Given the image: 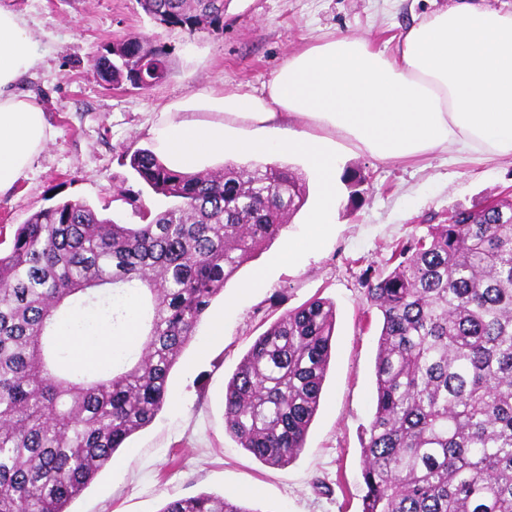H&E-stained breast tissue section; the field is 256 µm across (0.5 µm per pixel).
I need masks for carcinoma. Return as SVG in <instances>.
<instances>
[{
	"instance_id": "cac0c4a2",
	"label": "carcinoma",
	"mask_w": 512,
	"mask_h": 512,
	"mask_svg": "<svg viewBox=\"0 0 512 512\" xmlns=\"http://www.w3.org/2000/svg\"><path fill=\"white\" fill-rule=\"evenodd\" d=\"M194 34L224 24V0H138ZM166 46L141 38L96 58L95 75L134 81ZM129 166L166 209L119 224L79 201L33 213L0 251V512H69L124 442L162 409L168 378L239 268L274 240L306 187L287 168L183 173L151 151ZM366 297L381 317L375 412L362 445L361 512H512V201L448 214L395 249ZM127 296L141 353L104 372L71 363L57 319L98 302L117 328ZM336 324L333 302L287 310L259 335L224 389V427L271 468L304 448ZM161 512H250L202 493Z\"/></svg>"
}]
</instances>
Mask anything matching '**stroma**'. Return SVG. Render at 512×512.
I'll use <instances>...</instances> for the list:
<instances>
[{
    "label": "stroma",
    "mask_w": 512,
    "mask_h": 512,
    "mask_svg": "<svg viewBox=\"0 0 512 512\" xmlns=\"http://www.w3.org/2000/svg\"><path fill=\"white\" fill-rule=\"evenodd\" d=\"M455 0H224V25L195 34L156 23L137 0H0L20 13L43 58L21 81L40 101L52 137L14 189L0 196V225L15 229L60 201L90 204L124 224L137 204L167 199L144 188L124 153L151 146L162 109L209 89L261 91L299 48L338 36L394 49L398 35ZM139 36L164 44L173 72L138 90L97 81L106 46ZM340 204L319 250L298 265L269 266L305 227L320 185L296 156L279 166L301 174L306 205L270 248L244 264L212 302L197 338L168 381L162 410L135 433L69 506L70 512H161L201 493L239 500L250 512H361L362 438L374 414L379 313L366 276L392 270L397 244L447 222L449 212L512 199V157L488 161L434 150L414 159L379 160L337 139ZM268 267L266 283L249 282ZM323 298L336 308V331L321 401L305 447L271 468L224 428V388L254 340L288 309Z\"/></svg>",
    "instance_id": "stroma-1"
}]
</instances>
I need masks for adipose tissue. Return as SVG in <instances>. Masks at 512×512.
<instances>
[{"instance_id": "obj_1", "label": "adipose tissue", "mask_w": 512, "mask_h": 512, "mask_svg": "<svg viewBox=\"0 0 512 512\" xmlns=\"http://www.w3.org/2000/svg\"><path fill=\"white\" fill-rule=\"evenodd\" d=\"M40 61L22 16L0 7V195L10 192L51 132L20 78ZM153 152L172 169L198 171L224 156H302L322 187L306 233L274 263L318 250L339 204L336 139L380 159L436 149L512 157V8L459 0L401 33L394 51L361 38L325 39L294 52L263 92L214 89L168 104ZM236 128V137L225 135ZM86 340L60 327L74 362L106 364L123 343L108 323Z\"/></svg>"}]
</instances>
